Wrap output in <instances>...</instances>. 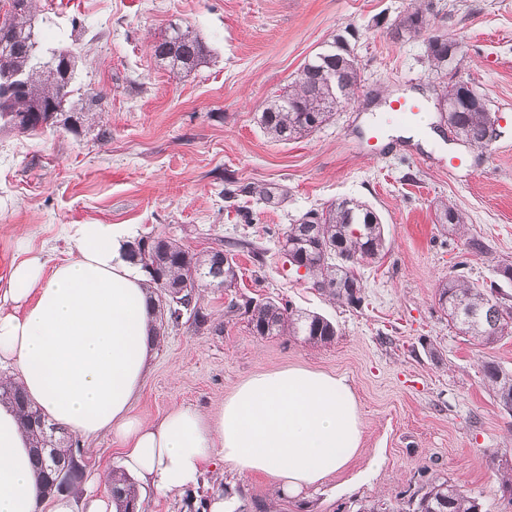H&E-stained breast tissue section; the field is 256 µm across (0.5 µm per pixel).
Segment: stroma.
Masks as SVG:
<instances>
[{
	"instance_id": "35a3bbf8",
	"label": "stroma",
	"mask_w": 512,
	"mask_h": 512,
	"mask_svg": "<svg viewBox=\"0 0 512 512\" xmlns=\"http://www.w3.org/2000/svg\"><path fill=\"white\" fill-rule=\"evenodd\" d=\"M408 0H38L49 48L78 57L73 102L99 100L81 134L0 131V284L25 248L55 262L75 247L70 224H129L194 252L231 248L233 290L208 289L205 325L185 317L161 332L134 403L141 418L173 407H218L250 377L301 367L346 377L362 421L360 450L308 496H278L259 475L225 468L187 494L141 489L145 512H184L186 498L274 512H337L353 502L404 512L434 478L471 490L483 512H512L492 458L512 449V416L498 407L482 358L512 369V336L482 349L448 323L439 282L498 280L512 264V0H425L431 33L456 39L453 80L486 95L499 135L487 150L458 141L436 108L441 81L423 40L387 29ZM190 27L206 63L171 73L152 52L170 25ZM358 59L354 99L309 136L270 138L264 101L336 35ZM416 100L427 122L394 119L393 99ZM285 192L278 205L259 190ZM369 204L384 224L385 255L358 272L363 301L331 300L296 270L280 241L304 213L341 199ZM468 217L465 233L436 221L443 202ZM485 253L473 254L470 239ZM272 298L319 313L337 329L313 345L253 335L231 298Z\"/></svg>"
}]
</instances>
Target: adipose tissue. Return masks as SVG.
I'll return each mask as SVG.
<instances>
[{
  "label": "adipose tissue",
  "instance_id": "ef3b65f1",
  "mask_svg": "<svg viewBox=\"0 0 512 512\" xmlns=\"http://www.w3.org/2000/svg\"><path fill=\"white\" fill-rule=\"evenodd\" d=\"M125 224H71L73 257L47 265L25 250L0 289V364L46 420L90 440L111 434L119 469L162 494L193 487L222 460L299 495L345 468L362 439L346 378L292 367L255 375L215 411L191 406L148 423L133 403L159 343L148 277L128 257ZM31 437L0 403V512H116L97 480L42 495Z\"/></svg>",
  "mask_w": 512,
  "mask_h": 512
}]
</instances>
